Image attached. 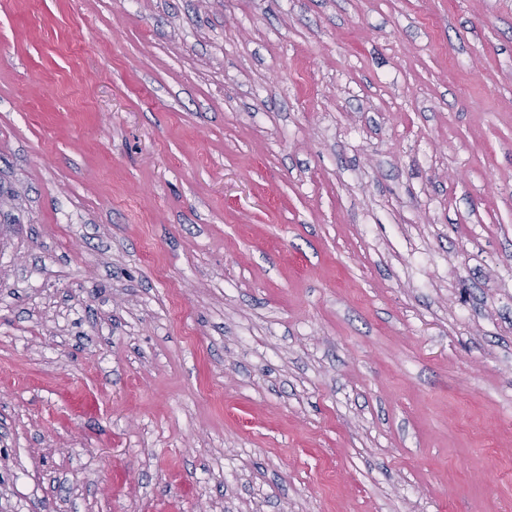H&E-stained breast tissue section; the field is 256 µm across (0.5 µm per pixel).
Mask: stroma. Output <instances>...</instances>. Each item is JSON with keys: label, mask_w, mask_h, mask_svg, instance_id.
<instances>
[{"label": "stroma", "mask_w": 512, "mask_h": 512, "mask_svg": "<svg viewBox=\"0 0 512 512\" xmlns=\"http://www.w3.org/2000/svg\"><path fill=\"white\" fill-rule=\"evenodd\" d=\"M512 512V0H0V512Z\"/></svg>", "instance_id": "obj_1"}]
</instances>
